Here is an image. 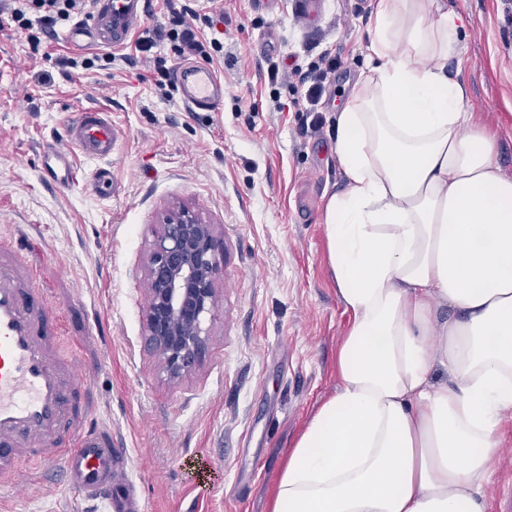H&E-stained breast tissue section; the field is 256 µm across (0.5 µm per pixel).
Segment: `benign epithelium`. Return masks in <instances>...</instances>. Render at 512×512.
Wrapping results in <instances>:
<instances>
[{"mask_svg":"<svg viewBox=\"0 0 512 512\" xmlns=\"http://www.w3.org/2000/svg\"><path fill=\"white\" fill-rule=\"evenodd\" d=\"M146 343L164 359L167 375L178 380L204 357L205 315L217 302L223 276L213 225L184 206L170 209L150 251Z\"/></svg>","mask_w":512,"mask_h":512,"instance_id":"1","label":"benign epithelium"}]
</instances>
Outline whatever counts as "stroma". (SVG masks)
<instances>
[{
    "label": "stroma",
    "instance_id": "stroma-1",
    "mask_svg": "<svg viewBox=\"0 0 512 512\" xmlns=\"http://www.w3.org/2000/svg\"><path fill=\"white\" fill-rule=\"evenodd\" d=\"M224 74L217 112H192L162 94L134 43L108 68L64 71L49 57L75 48L42 39L31 49L0 28V232L13 235L45 302L63 317L58 348L74 354L112 427L123 465L149 512H267L289 448L339 386L336 352L349 316L338 300L325 239V198L343 185L333 152L335 110L367 65L374 0H323L304 16L295 0L277 14L223 0ZM463 21L451 79L497 138L512 177V0H445ZM337 60L319 105L297 111L292 68L322 52ZM282 75L269 78L270 64ZM50 70V81L39 80ZM86 107L117 124L112 158L79 159L86 180L53 192L40 150ZM214 227L223 265L207 350L170 379L145 343V263L171 206ZM0 512H91L77 490L0 478ZM487 512H512V425L502 438Z\"/></svg>",
    "mask_w": 512,
    "mask_h": 512
}]
</instances>
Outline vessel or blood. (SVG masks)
Here are the masks:
<instances>
[{"label":"vessel or blood","mask_w":512,"mask_h":512,"mask_svg":"<svg viewBox=\"0 0 512 512\" xmlns=\"http://www.w3.org/2000/svg\"><path fill=\"white\" fill-rule=\"evenodd\" d=\"M147 0H93L90 13L59 38L73 47H119L143 24ZM175 80L190 110L214 111L224 100V79L208 66L178 65ZM116 128L104 110L89 108L67 121L63 141L42 147V181L63 191L74 180L72 157L112 156ZM56 314L40 300L20 253L0 235V474H14L21 459L62 461L63 476L101 512H147L129 484L112 481V428L93 420L90 386L76 360L50 343Z\"/></svg>","instance_id":"b4317fda"}]
</instances>
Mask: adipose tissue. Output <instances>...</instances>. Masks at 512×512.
Returning a JSON list of instances; mask_svg holds the SVG:
<instances>
[{"mask_svg": "<svg viewBox=\"0 0 512 512\" xmlns=\"http://www.w3.org/2000/svg\"><path fill=\"white\" fill-rule=\"evenodd\" d=\"M373 15L322 216L349 315L340 385L269 512H485L512 417V179L445 69L457 15L440 0H376Z\"/></svg>", "mask_w": 512, "mask_h": 512, "instance_id": "ef3b65f1", "label": "adipose tissue"}]
</instances>
